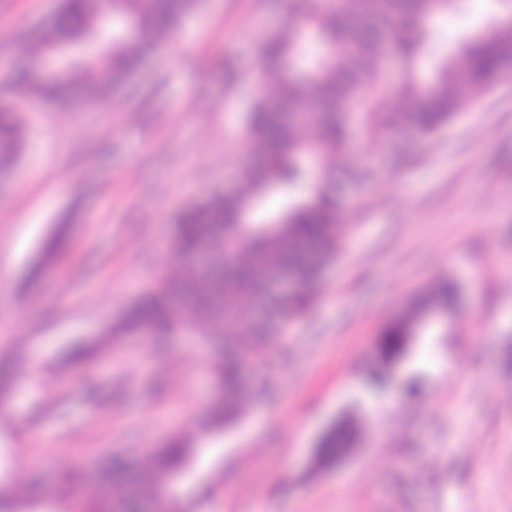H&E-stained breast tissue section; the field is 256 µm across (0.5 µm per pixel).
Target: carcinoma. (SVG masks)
Listing matches in <instances>:
<instances>
[{
    "instance_id": "cac0c4a2",
    "label": "carcinoma",
    "mask_w": 512,
    "mask_h": 512,
    "mask_svg": "<svg viewBox=\"0 0 512 512\" xmlns=\"http://www.w3.org/2000/svg\"><path fill=\"white\" fill-rule=\"evenodd\" d=\"M306 28L261 36L267 71L276 93L255 92L242 128L236 133L246 151L242 187L217 192L185 209L176 225L184 270L137 297L109 327L113 335L147 331L157 338L179 333L209 336L222 346L212 368L224 397L207 410L202 428L218 430L235 423L239 401L250 385L241 376L278 335V325L259 327L253 311L264 309L283 321L310 302L325 263L340 249L345 225L339 223L340 189L359 194L376 177L369 157L355 138L384 142L397 128H411L431 139L476 101L477 94L512 67V5L489 29L472 34L454 49L422 28V17L436 18L460 8V0H298ZM197 0H60L52 22L30 34L37 61L60 60L44 70L22 69L7 78L16 93L38 100L107 106L126 88L144 57L162 45L161 37L179 26ZM435 55L436 72L422 78L417 61ZM395 55L403 65L400 84L390 88L378 63ZM403 110L390 107L393 96ZM312 124L308 138L302 128ZM20 154L19 126L13 113L0 111V177ZM275 195L282 209L252 223L263 199ZM70 214L43 246L45 258L68 243ZM209 250L207 266L191 261L200 247ZM229 265H224V256ZM291 291L272 287L282 272ZM461 284L439 278L411 299L388 325L380 359L369 374L384 383L389 368L412 356L420 337L430 332V315H448ZM357 437L346 420L332 425L316 448L317 465L345 454ZM192 440L175 433L153 449L152 464L131 468L112 449L101 452L97 491L82 512H140L164 492L171 475L190 471Z\"/></svg>"
}]
</instances>
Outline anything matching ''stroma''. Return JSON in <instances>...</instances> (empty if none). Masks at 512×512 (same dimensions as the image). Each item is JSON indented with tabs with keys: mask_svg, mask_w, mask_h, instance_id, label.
Listing matches in <instances>:
<instances>
[{
	"mask_svg": "<svg viewBox=\"0 0 512 512\" xmlns=\"http://www.w3.org/2000/svg\"><path fill=\"white\" fill-rule=\"evenodd\" d=\"M58 3L0 0V80L28 59L22 33ZM291 8L202 0L108 112L0 93L21 131L0 182V362L14 370L0 401V479L15 492L70 478L73 512L94 487L98 452L126 449L143 465L180 432L203 450L199 482L168 488L193 512H512V73L432 140L397 131L404 163L346 198L348 239L267 368L249 370L269 385L236 423L199 427L218 394L209 338L107 333L180 270V212L237 186L234 132L254 86L272 85L259 34L299 28ZM501 9L463 0L431 25L454 46ZM71 213L68 250L42 264L45 240ZM445 274L462 285L446 335L426 337L393 369L398 380L421 372V393L374 388L386 325ZM75 344L92 350L84 364L66 361ZM346 418L359 425L355 445L317 466L320 436Z\"/></svg>",
	"mask_w": 512,
	"mask_h": 512,
	"instance_id": "obj_1",
	"label": "stroma"
}]
</instances>
